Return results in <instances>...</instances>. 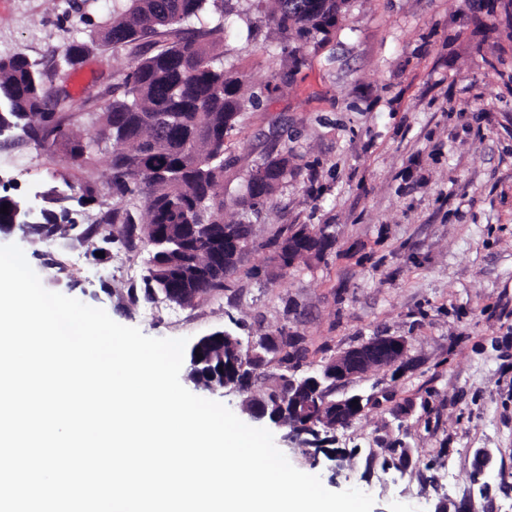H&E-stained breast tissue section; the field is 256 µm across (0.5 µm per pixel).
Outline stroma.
I'll return each mask as SVG.
<instances>
[{"mask_svg": "<svg viewBox=\"0 0 512 512\" xmlns=\"http://www.w3.org/2000/svg\"><path fill=\"white\" fill-rule=\"evenodd\" d=\"M238 7L224 68L259 101L225 139V222L241 220L236 197L262 156L287 154L288 177L251 216L226 288L184 305L147 294L139 234L107 246L86 235L96 211L64 197L65 184H96L136 218L144 209L113 195L107 148L76 166L24 137L0 141V185L30 202L33 221L65 208L78 223L48 240L2 232L0 245L20 246L47 290L150 337L286 330L306 350L304 374L371 337H405L404 360L337 386V397L375 402L330 434L336 457L276 447L326 489L369 494L372 512H512V0H349L328 34L307 40L280 39L250 0ZM111 10L112 0H0V52L53 73L68 122L83 127L139 52L98 48L55 70ZM301 224L329 246L273 271L272 241Z\"/></svg>", "mask_w": 512, "mask_h": 512, "instance_id": "obj_1", "label": "stroma"}]
</instances>
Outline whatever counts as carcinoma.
<instances>
[{
	"label": "carcinoma",
	"mask_w": 512,
	"mask_h": 512,
	"mask_svg": "<svg viewBox=\"0 0 512 512\" xmlns=\"http://www.w3.org/2000/svg\"><path fill=\"white\" fill-rule=\"evenodd\" d=\"M277 32L291 29L302 36L329 28L303 13L306 0H253ZM234 12L229 0H113L107 19L88 39L71 41L61 66L71 69L95 47L148 45L134 65L112 85V99L91 129L70 127L57 111L65 99L52 91L47 73L21 52L0 54V124L38 143L62 146L73 160L92 153V145L112 147L110 181L120 196L144 199L142 227L127 217L126 235L140 230L149 247L148 290H158L175 304H187L217 290L236 272L224 269L225 137L234 129L244 101L242 82L224 69V25ZM28 206L19 197L0 195V225L11 224ZM117 212L100 210L86 229L106 244L115 240L108 227ZM278 351L279 382L264 397L269 412L288 417L280 397L296 375L306 350L283 330ZM222 338L196 345L188 356L189 371L203 385L246 394L264 374L266 362L249 355L225 360L213 356ZM329 431L298 421L287 438L315 444L316 433Z\"/></svg>",
	"instance_id": "cac0c4a2"
}]
</instances>
